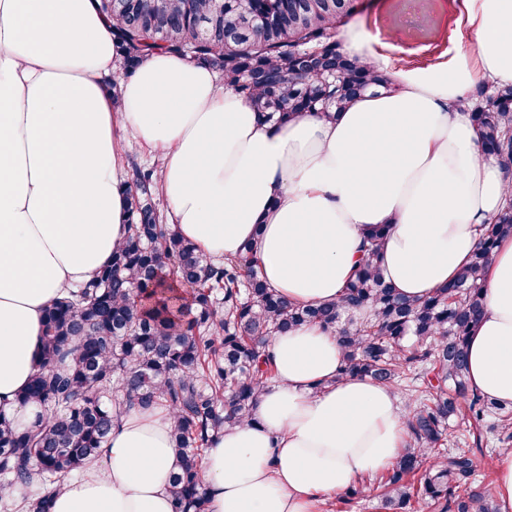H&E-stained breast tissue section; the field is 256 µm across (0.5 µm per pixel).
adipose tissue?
<instances>
[{
  "label": "adipose tissue",
  "mask_w": 512,
  "mask_h": 512,
  "mask_svg": "<svg viewBox=\"0 0 512 512\" xmlns=\"http://www.w3.org/2000/svg\"><path fill=\"white\" fill-rule=\"evenodd\" d=\"M112 27L97 0H0V414L18 428L44 416L19 398L46 308L110 264L126 235L129 141L159 161L158 192L183 238L218 260L252 245L267 284L301 306L343 294L380 225L384 278L406 298L432 294L512 198V177L459 106L477 78L512 84V0H463L457 36L474 51L414 70L393 69L367 34L345 29L347 50L388 72L392 91L285 124L175 53L143 56L112 90ZM266 351L274 376L251 419L202 459L208 512H315L404 448L397 390L338 379L333 331L303 325ZM468 354L470 389L512 406V236L486 271ZM171 426L162 408L123 413L52 512H172Z\"/></svg>",
  "instance_id": "obj_1"
}]
</instances>
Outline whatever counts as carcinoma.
<instances>
[{
  "label": "carcinoma",
  "mask_w": 512,
  "mask_h": 512,
  "mask_svg": "<svg viewBox=\"0 0 512 512\" xmlns=\"http://www.w3.org/2000/svg\"><path fill=\"white\" fill-rule=\"evenodd\" d=\"M354 0H100L130 72L142 56L167 50L220 72L261 116L280 123L303 112L328 115L389 78L332 40ZM468 101L487 154L512 175V86L479 85ZM157 166L130 162V223L112 263L67 291L44 316L39 368L21 402L45 419L20 430L0 415L3 491L38 492L15 512H50L65 477L99 456L121 409L164 406L173 416L177 467L173 512H207L204 452L224 429L251 418L271 378V336L318 324L338 336V377L366 376L409 401V444L376 490L388 512H496L487 490L469 482L471 449L444 448L449 420L462 408L512 441V414L467 385L468 337L482 315L484 273L498 240L512 235V202L490 222L470 263L423 299L387 283L379 255L387 227L373 229L344 297L298 306L270 288L251 247L216 261L180 237L159 213ZM168 268L192 303L147 306Z\"/></svg>",
  "instance_id": "carcinoma-1"
}]
</instances>
